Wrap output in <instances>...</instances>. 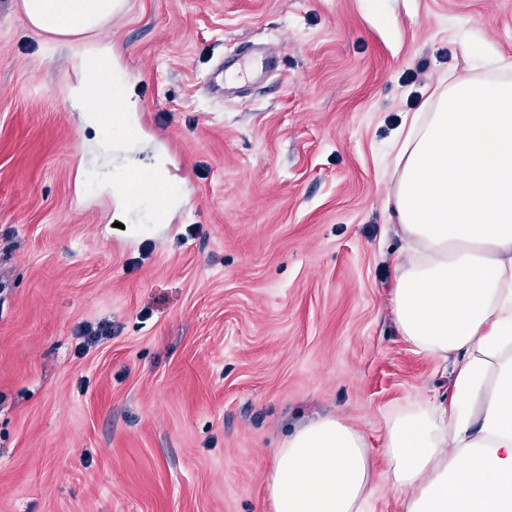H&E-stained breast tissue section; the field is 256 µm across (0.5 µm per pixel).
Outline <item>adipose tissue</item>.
<instances>
[{
	"label": "adipose tissue",
	"mask_w": 512,
	"mask_h": 512,
	"mask_svg": "<svg viewBox=\"0 0 512 512\" xmlns=\"http://www.w3.org/2000/svg\"><path fill=\"white\" fill-rule=\"evenodd\" d=\"M123 0H21L36 30L96 32ZM72 88L91 129L126 120L130 96L112 49L85 58ZM402 126L389 204L404 242L392 313L416 353L450 361L449 399L387 420L385 477L402 512H512V79H449ZM375 478L364 433L324 416L281 440L269 512H370Z\"/></svg>",
	"instance_id": "obj_1"
}]
</instances>
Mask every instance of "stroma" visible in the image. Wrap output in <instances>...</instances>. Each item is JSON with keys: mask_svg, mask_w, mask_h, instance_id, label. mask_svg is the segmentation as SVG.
<instances>
[{"mask_svg": "<svg viewBox=\"0 0 512 512\" xmlns=\"http://www.w3.org/2000/svg\"><path fill=\"white\" fill-rule=\"evenodd\" d=\"M245 42L278 68L210 94ZM102 43L165 225L116 209L111 134L72 106ZM502 65L512 0H125L54 41L0 0V512H267L278 441L328 414L400 512L385 422L451 374L395 329L387 152L440 78ZM86 324L108 334L81 356Z\"/></svg>", "mask_w": 512, "mask_h": 512, "instance_id": "35a3bbf8", "label": "stroma"}]
</instances>
